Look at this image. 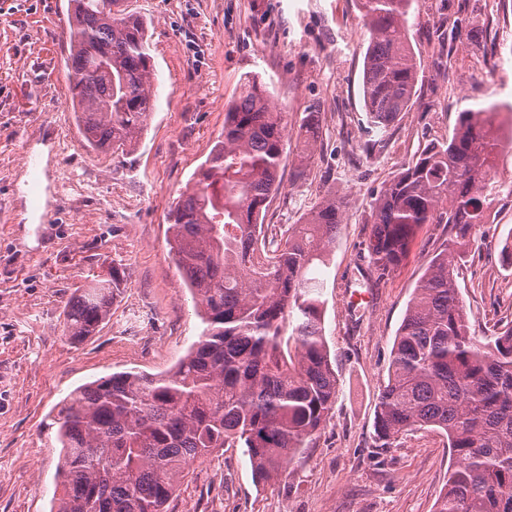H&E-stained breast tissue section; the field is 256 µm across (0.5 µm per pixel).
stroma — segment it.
<instances>
[{
	"label": "stroma",
	"mask_w": 512,
	"mask_h": 512,
	"mask_svg": "<svg viewBox=\"0 0 512 512\" xmlns=\"http://www.w3.org/2000/svg\"><path fill=\"white\" fill-rule=\"evenodd\" d=\"M147 25L155 107L136 150L88 148L76 126L66 60L68 0H0V512H51L60 448L57 404L76 387L127 369L168 371L200 320L170 253L168 213L224 129L241 81L261 77L288 124L280 187L264 221L300 224L325 195L344 222L322 271L323 333L336 403L286 477L256 483L247 456L222 448L196 461L169 512H434L451 457L441 432L370 448L393 340L429 260L450 236L422 227L402 265L367 286L372 203L460 111L501 106L512 135V0H420L410 20L419 80L385 131L362 99L367 36L356 0H124ZM459 20L453 64L431 34ZM316 113L314 143L299 138ZM41 160L38 173L27 154ZM304 178H297L299 159ZM512 198L482 225L457 280L476 334L512 325ZM124 286L103 328L81 345L63 334L76 289L111 267Z\"/></svg>",
	"instance_id": "1"
}]
</instances>
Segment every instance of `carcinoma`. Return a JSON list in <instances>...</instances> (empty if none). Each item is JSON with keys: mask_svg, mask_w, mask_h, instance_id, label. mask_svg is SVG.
<instances>
[{"mask_svg": "<svg viewBox=\"0 0 512 512\" xmlns=\"http://www.w3.org/2000/svg\"><path fill=\"white\" fill-rule=\"evenodd\" d=\"M417 0H359L369 38L362 95L385 131L407 110L419 68L409 42ZM68 80L75 118L94 149L135 148L153 110L146 24L121 0H69ZM499 105L459 113L453 135L427 145L380 190L368 242L374 284L397 270L425 224L452 236L429 262L394 338L379 389L376 454L431 426L454 458L435 512H512V325L478 338L459 296L494 187ZM283 115L246 77L224 132L170 211L174 258L203 325L165 375L123 371L87 383L58 407L62 448L55 512H166L190 465L244 448L261 481L281 478L329 421L336 374L322 329L323 282L344 205L323 199L302 224H263L285 150ZM121 271L80 288L64 332L80 345L111 315Z\"/></svg>", "mask_w": 512, "mask_h": 512, "instance_id": "obj_1", "label": "carcinoma"}]
</instances>
